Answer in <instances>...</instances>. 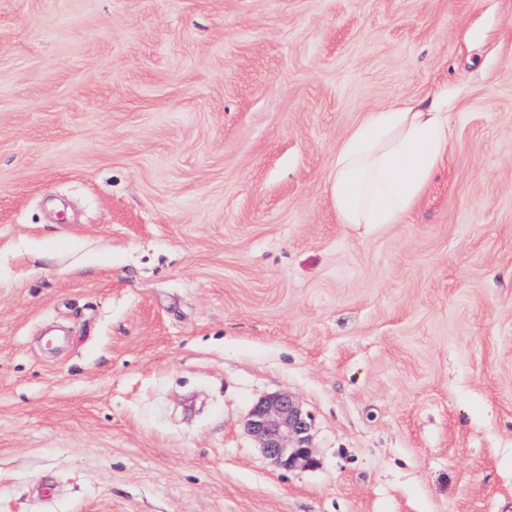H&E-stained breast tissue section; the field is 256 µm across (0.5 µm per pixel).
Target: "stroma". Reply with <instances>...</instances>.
I'll use <instances>...</instances> for the list:
<instances>
[{
	"label": "stroma",
	"instance_id": "1",
	"mask_svg": "<svg viewBox=\"0 0 512 512\" xmlns=\"http://www.w3.org/2000/svg\"><path fill=\"white\" fill-rule=\"evenodd\" d=\"M440 90L414 210L339 223ZM0 512H512V0H0ZM445 94L368 112L336 152L331 198L339 223L398 224L448 150ZM311 417L287 393L273 395L251 410L245 430L280 468L293 471L313 463Z\"/></svg>",
	"mask_w": 512,
	"mask_h": 512
}]
</instances>
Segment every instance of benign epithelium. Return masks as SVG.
Returning a JSON list of instances; mask_svg holds the SVG:
<instances>
[{
  "label": "benign epithelium",
  "instance_id": "7a95c632",
  "mask_svg": "<svg viewBox=\"0 0 512 512\" xmlns=\"http://www.w3.org/2000/svg\"><path fill=\"white\" fill-rule=\"evenodd\" d=\"M311 417L286 393L273 395L251 410L245 430L280 468L293 471L313 463Z\"/></svg>",
  "mask_w": 512,
  "mask_h": 512
}]
</instances>
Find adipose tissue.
I'll list each match as a JSON object with an SVG mask.
<instances>
[{
	"label": "adipose tissue",
	"mask_w": 512,
	"mask_h": 512,
	"mask_svg": "<svg viewBox=\"0 0 512 512\" xmlns=\"http://www.w3.org/2000/svg\"><path fill=\"white\" fill-rule=\"evenodd\" d=\"M448 150L444 93L366 113L336 152L331 198L343 224H397L425 193Z\"/></svg>",
	"instance_id": "obj_1"
}]
</instances>
